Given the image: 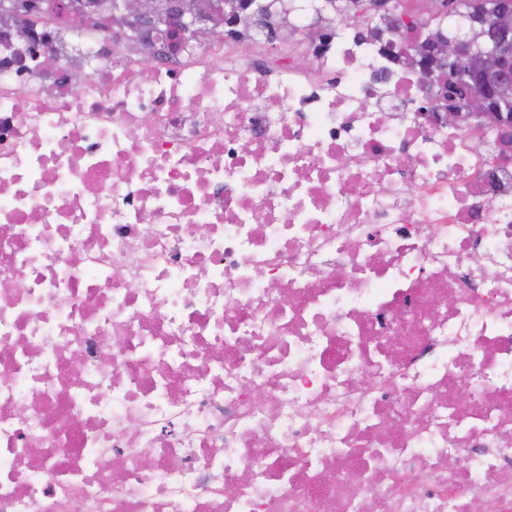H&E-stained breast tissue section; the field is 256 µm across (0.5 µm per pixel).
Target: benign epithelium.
Segmentation results:
<instances>
[{
    "label": "benign epithelium",
    "mask_w": 512,
    "mask_h": 512,
    "mask_svg": "<svg viewBox=\"0 0 512 512\" xmlns=\"http://www.w3.org/2000/svg\"><path fill=\"white\" fill-rule=\"evenodd\" d=\"M280 0H244L253 25L260 36L272 42L284 35L271 29L268 18L277 10ZM214 0H55L37 14L39 18L56 21L58 15L78 13H108L133 29L136 36L127 43L130 51L154 54L158 45L153 35L161 32L197 43H224L232 40L247 51L245 43L234 30L235 18L221 15L213 9ZM424 12L448 19V26L426 39L415 50L396 60L418 71L439 87L445 98H453L459 84L473 89L469 111L445 109L441 119L457 124L464 121L480 124L495 122L502 131L501 145L512 146V3L505 0L499 10L487 14L481 10L453 16L446 12L444 0H423ZM336 14L355 20L366 14L388 10L387 0H354L342 6L335 4ZM497 29L501 39L480 45L476 38L487 27Z\"/></svg>",
    "instance_id": "1"
}]
</instances>
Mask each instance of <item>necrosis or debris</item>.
Listing matches in <instances>:
<instances>
[{"label": "necrosis or debris", "mask_w": 512, "mask_h": 512, "mask_svg": "<svg viewBox=\"0 0 512 512\" xmlns=\"http://www.w3.org/2000/svg\"><path fill=\"white\" fill-rule=\"evenodd\" d=\"M82 27L0 33V512H512L497 127L332 11Z\"/></svg>", "instance_id": "necrosis-or-debris-1"}]
</instances>
